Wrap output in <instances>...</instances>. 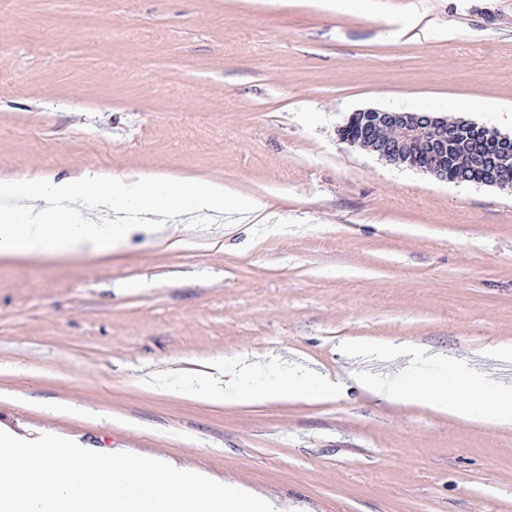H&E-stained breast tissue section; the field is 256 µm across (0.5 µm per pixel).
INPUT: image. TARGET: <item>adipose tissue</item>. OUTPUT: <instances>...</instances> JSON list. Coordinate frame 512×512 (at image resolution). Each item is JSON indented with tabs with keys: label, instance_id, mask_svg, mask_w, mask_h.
<instances>
[{
	"label": "adipose tissue",
	"instance_id": "adipose-tissue-1",
	"mask_svg": "<svg viewBox=\"0 0 512 512\" xmlns=\"http://www.w3.org/2000/svg\"><path fill=\"white\" fill-rule=\"evenodd\" d=\"M95 194L142 214H153L163 207L175 213L200 204L223 210L233 204L223 187L203 181L131 183L119 177L105 181L89 173L48 182L1 181V197L19 196L27 199L28 204L20 208H0V257L77 255L90 261L112 252L125 237V225L74 220L63 208L64 203L75 198ZM234 385L238 397L247 402L323 400L335 393L334 384L319 376L286 375L258 383L251 370L245 368L237 373ZM397 396L451 416H470L480 410L491 413L503 423L512 422V390L491 392L473 380L453 398L449 397L446 386L427 388L419 383L398 391Z\"/></svg>",
	"mask_w": 512,
	"mask_h": 512
}]
</instances>
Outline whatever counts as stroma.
Masks as SVG:
<instances>
[{"mask_svg":"<svg viewBox=\"0 0 512 512\" xmlns=\"http://www.w3.org/2000/svg\"><path fill=\"white\" fill-rule=\"evenodd\" d=\"M0 0V180L196 179L265 219L131 210L86 262L0 257V428L51 430L296 512H512V424L384 399L415 373L512 389V185L441 182L339 141L358 110L512 136V0ZM310 370L334 398L210 402L143 386L216 362Z\"/></svg>","mask_w":512,"mask_h":512,"instance_id":"obj_1","label":"stroma"}]
</instances>
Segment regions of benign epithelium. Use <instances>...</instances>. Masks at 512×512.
<instances>
[{"mask_svg":"<svg viewBox=\"0 0 512 512\" xmlns=\"http://www.w3.org/2000/svg\"><path fill=\"white\" fill-rule=\"evenodd\" d=\"M348 124L360 128V139L375 141V151L387 161L394 160L402 149L424 157L426 163L419 170L438 180L448 181V170L456 164L454 133L448 131V123L441 117L369 109L353 113ZM494 137L496 150L483 156L484 182L488 184L500 178L501 169L512 158V137L497 133Z\"/></svg>","mask_w":512,"mask_h":512,"instance_id":"7a95c632","label":"benign epithelium"}]
</instances>
